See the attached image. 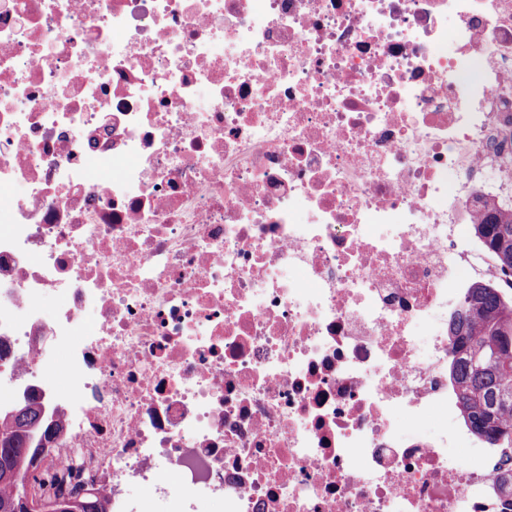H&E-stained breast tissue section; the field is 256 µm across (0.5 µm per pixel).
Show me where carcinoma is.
Masks as SVG:
<instances>
[{
    "instance_id": "1",
    "label": "carcinoma",
    "mask_w": 512,
    "mask_h": 512,
    "mask_svg": "<svg viewBox=\"0 0 512 512\" xmlns=\"http://www.w3.org/2000/svg\"><path fill=\"white\" fill-rule=\"evenodd\" d=\"M492 252L509 284L476 281L467 287L463 304L449 324L454 337L449 376L457 390L469 431L512 461V213L485 211L472 225ZM53 429L34 400L0 411V459L11 471L30 472L32 449ZM16 500L11 475L0 469V512ZM51 512H105L93 495L60 491Z\"/></svg>"
}]
</instances>
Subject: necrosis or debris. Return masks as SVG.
Segmentation results:
<instances>
[{"label": "necrosis or debris", "instance_id": "4bbe7bcc", "mask_svg": "<svg viewBox=\"0 0 512 512\" xmlns=\"http://www.w3.org/2000/svg\"><path fill=\"white\" fill-rule=\"evenodd\" d=\"M0 405L106 512H502L448 320L512 209V0H0ZM57 309L46 315L44 302Z\"/></svg>", "mask_w": 512, "mask_h": 512}]
</instances>
